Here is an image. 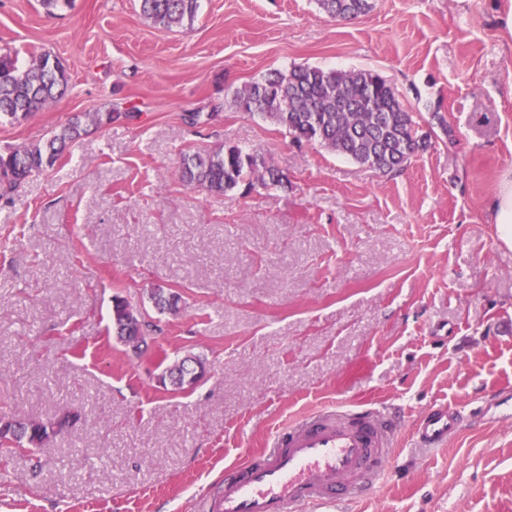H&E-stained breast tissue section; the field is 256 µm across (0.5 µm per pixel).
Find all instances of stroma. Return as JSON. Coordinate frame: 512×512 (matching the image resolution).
<instances>
[{"label":"stroma","instance_id":"35a3bbf8","mask_svg":"<svg viewBox=\"0 0 512 512\" xmlns=\"http://www.w3.org/2000/svg\"><path fill=\"white\" fill-rule=\"evenodd\" d=\"M501 2L372 0L341 20L318 0H200L192 28L168 31L139 0H0V50L50 52L70 75L0 123V151L114 113L0 198V415L80 416L0 463V512H195L225 465L340 400L476 414L443 448L403 434L379 493L347 512H512V249L488 213L512 179ZM297 65L379 73L429 146L382 174L234 108L236 89ZM222 144L260 152L282 185L186 186L182 155ZM117 296L147 348L113 335ZM188 353L206 376L162 387Z\"/></svg>","mask_w":512,"mask_h":512}]
</instances>
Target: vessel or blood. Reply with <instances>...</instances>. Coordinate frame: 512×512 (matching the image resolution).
Masks as SVG:
<instances>
[{
	"label": "vessel or blood",
	"instance_id": "obj_1",
	"mask_svg": "<svg viewBox=\"0 0 512 512\" xmlns=\"http://www.w3.org/2000/svg\"><path fill=\"white\" fill-rule=\"evenodd\" d=\"M465 422L460 407L435 404L414 422L413 438L440 448ZM402 428L392 411L366 405L300 415L244 462L225 466L222 485L198 499L197 512H296L358 501L380 488Z\"/></svg>",
	"mask_w": 512,
	"mask_h": 512
}]
</instances>
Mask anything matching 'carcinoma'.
<instances>
[{
	"instance_id": "obj_1",
	"label": "carcinoma",
	"mask_w": 512,
	"mask_h": 512,
	"mask_svg": "<svg viewBox=\"0 0 512 512\" xmlns=\"http://www.w3.org/2000/svg\"><path fill=\"white\" fill-rule=\"evenodd\" d=\"M330 15L356 18L369 0H319ZM199 0H141L143 16L168 30L191 26ZM69 75L62 61L44 52L21 63L18 54L0 52V120L18 122L65 93ZM234 106L260 115L296 142L318 143L375 171L400 170L425 146L413 115L393 87L372 70L336 71L313 66L272 70L236 90ZM112 122V111L81 112L42 143L0 152V196L16 191L36 172L54 166L90 126ZM179 177L188 186L224 195L241 183L247 190L281 184L279 172L257 152L235 146L182 155ZM112 331L119 339L143 335V324L128 299L115 297Z\"/></svg>"
}]
</instances>
